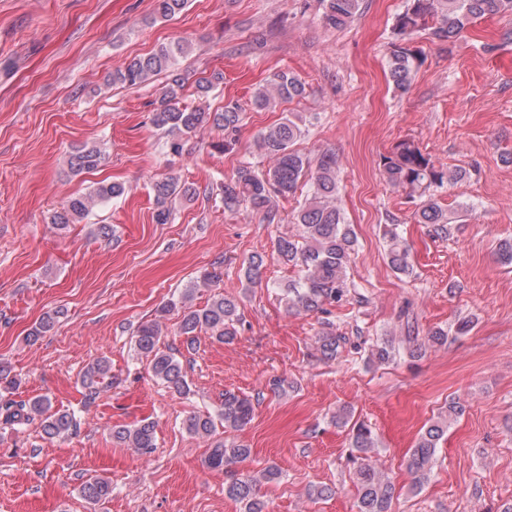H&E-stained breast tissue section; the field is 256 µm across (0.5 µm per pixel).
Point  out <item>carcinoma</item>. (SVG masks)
Segmentation results:
<instances>
[{
  "label": "carcinoma",
  "mask_w": 512,
  "mask_h": 512,
  "mask_svg": "<svg viewBox=\"0 0 512 512\" xmlns=\"http://www.w3.org/2000/svg\"><path fill=\"white\" fill-rule=\"evenodd\" d=\"M408 8L396 18L393 25L394 40L388 60L389 78L400 94L409 91L413 78L421 64V51L411 45L412 36L420 31L441 42L455 43L465 36L469 28L485 18L512 16V0H409ZM326 25L341 29L350 25L360 14L362 0H320ZM187 0H155V13L169 18L182 11ZM190 45L177 40L159 45L152 53L134 57L112 72V83L137 87L151 77L162 73L171 75V82L164 91L159 108L153 112L152 124L168 136L167 152L177 156L182 151V140L210 124L224 131V140L213 148L226 152L238 145L236 133L243 121L240 105L229 101L224 109L209 112L201 107L179 106L180 77L175 74L179 59L186 56ZM304 83L291 71L279 70L268 84L258 88L253 104L259 109H273L280 102H290L303 97ZM307 119L297 113L282 117L273 127L260 133L254 141L255 150L268 158L271 165L259 169L250 162L242 163L235 174L220 187V199L224 211L237 214L245 207L253 213L274 220L273 197H287L298 189L304 179L311 182V192L299 204L293 216L300 226L297 235H281L274 243L278 259L298 269V278L282 285V297L288 310L296 313L327 311V307L347 301L349 288L353 286L348 274L351 257L355 252L356 236L336 200L339 192L336 154L325 152L310 161L295 148V143L306 131ZM103 155L95 145H85L77 150L71 161L75 173L99 167ZM385 182L395 188L424 197L416 211L417 222L430 224L434 234L443 238L449 234L448 211L430 195L433 189L465 178L463 170L449 171L435 163L410 139L397 142L381 157ZM155 201L154 220L168 224L172 220V204L177 198L192 195L191 188L175 177L156 181L152 185ZM124 193L118 182L100 183L84 195L70 198L50 216V223L58 226L76 224L85 219L96 204L108 202ZM388 237V261L399 274L412 270L411 253L407 242L393 228L386 231ZM263 256L249 258L243 268V276L251 287L262 282ZM240 323L239 302L222 292L213 294L210 302L201 309L186 307L179 325L181 335L188 344L196 342L198 333L205 331L219 342H229L237 336ZM54 327V317L47 314L26 336L35 343ZM161 329L159 320L141 323L134 335V347L138 355L149 360L153 376L172 393L189 394V384L183 362L171 350L160 349ZM346 337L333 331L322 333L320 351L324 358H336ZM110 364L99 359L83 373L86 389L85 404L93 403L100 385L110 374ZM463 413L458 401L448 404L446 414L438 416L420 434L407 461V468L414 476V485L425 483L432 472L436 448L448 432L451 420ZM253 417V404L247 397L224 392L223 408L217 414L193 412L184 421L188 433L209 437L216 431V421L224 423V429L240 430ZM40 420L42 432L49 438L63 437L77 430L79 422L74 414L53 410L50 397L41 396L28 401H17L0 394V420L3 424L27 425ZM338 425L349 424L350 412L343 409L336 413ZM351 425V424H349ZM350 448L353 455L357 488L358 512H388L393 498L391 482L380 473L372 460L376 447L372 430L364 423H355L349 430ZM114 442L132 448L139 454H147L155 448V423L142 420L133 425H117L112 428ZM250 448L242 443L216 439L212 442L206 464L214 470L229 473L224 485L227 498L244 506L245 512H264L265 503L258 496L263 482H274L281 477V470L270 465L261 472L242 468L249 459ZM109 483L100 478L85 481L80 496L97 505L111 495Z\"/></svg>",
  "instance_id": "carcinoma-1"
}]
</instances>
